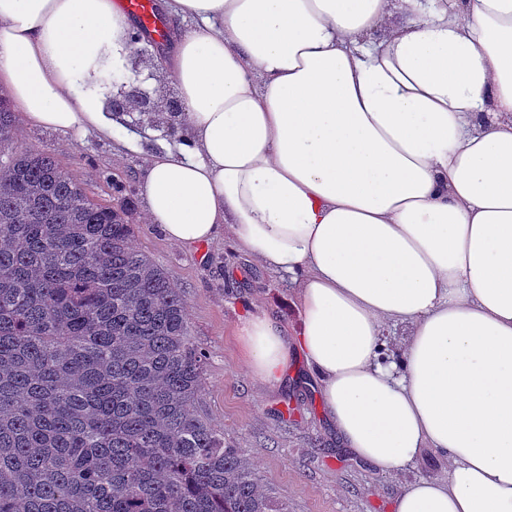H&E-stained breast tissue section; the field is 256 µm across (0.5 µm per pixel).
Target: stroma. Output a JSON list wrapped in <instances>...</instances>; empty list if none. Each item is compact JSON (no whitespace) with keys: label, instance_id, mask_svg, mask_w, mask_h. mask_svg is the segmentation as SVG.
Returning a JSON list of instances; mask_svg holds the SVG:
<instances>
[{"label":"stroma","instance_id":"stroma-1","mask_svg":"<svg viewBox=\"0 0 512 512\" xmlns=\"http://www.w3.org/2000/svg\"><path fill=\"white\" fill-rule=\"evenodd\" d=\"M16 120L20 148L54 151L97 201L129 202L137 246L180 288L191 337L206 354L198 415L223 431L226 445L247 451L288 512H392L408 483L447 478L446 462L429 451L399 470L383 472L345 448L296 346H289L288 366L278 382L267 384L251 374L237 336L241 320L261 309L296 335L301 328L297 290L288 274L264 269L236 251L229 237L190 249L168 242L148 223L140 184L148 156L175 145L164 127L137 112L122 116L113 138L93 130H46L21 114Z\"/></svg>","mask_w":512,"mask_h":512}]
</instances>
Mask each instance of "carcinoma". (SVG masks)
I'll use <instances>...</instances> for the list:
<instances>
[{
    "label": "carcinoma",
    "mask_w": 512,
    "mask_h": 512,
    "mask_svg": "<svg viewBox=\"0 0 512 512\" xmlns=\"http://www.w3.org/2000/svg\"><path fill=\"white\" fill-rule=\"evenodd\" d=\"M16 142L0 90V512H288L196 414L206 356L129 204Z\"/></svg>",
    "instance_id": "carcinoma-1"
}]
</instances>
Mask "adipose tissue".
I'll return each instance as SVG.
<instances>
[{
    "mask_svg": "<svg viewBox=\"0 0 512 512\" xmlns=\"http://www.w3.org/2000/svg\"><path fill=\"white\" fill-rule=\"evenodd\" d=\"M178 148L151 155L150 223L297 283L302 330L254 312L246 364L297 344L349 448L448 478L393 512H512V0H165ZM132 23L114 0H0V84L45 129L113 133ZM407 327L387 350L388 325Z\"/></svg>",
    "mask_w": 512,
    "mask_h": 512,
    "instance_id": "ef3b65f1",
    "label": "adipose tissue"
}]
</instances>
